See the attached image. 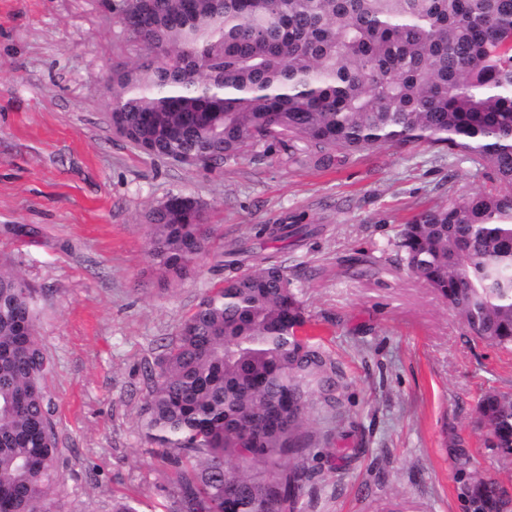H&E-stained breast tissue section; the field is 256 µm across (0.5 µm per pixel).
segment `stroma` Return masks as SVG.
Wrapping results in <instances>:
<instances>
[{
	"instance_id": "1",
	"label": "stroma",
	"mask_w": 512,
	"mask_h": 512,
	"mask_svg": "<svg viewBox=\"0 0 512 512\" xmlns=\"http://www.w3.org/2000/svg\"><path fill=\"white\" fill-rule=\"evenodd\" d=\"M108 0H0V268L38 291L53 363L62 512H178L173 470L145 435L147 367L207 289L225 244L296 216L314 236L268 250L337 366L313 391L302 512H471L476 478L512 491V460L484 447L478 401L512 390V353L472 342L459 316L400 262V224L483 189L467 163L425 146L363 152L337 170L248 155L205 171L114 136L106 88L133 63ZM199 198L211 243L184 281L161 280L146 213ZM469 458L465 469L456 451Z\"/></svg>"
}]
</instances>
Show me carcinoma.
<instances>
[{
	"label": "carcinoma",
	"mask_w": 512,
	"mask_h": 512,
	"mask_svg": "<svg viewBox=\"0 0 512 512\" xmlns=\"http://www.w3.org/2000/svg\"><path fill=\"white\" fill-rule=\"evenodd\" d=\"M138 61L112 69V131L162 161L208 170L279 144L323 168L367 149L420 145L467 162L485 190L401 225L400 261L470 337L512 347V0H112ZM201 201L172 194L146 215L149 255L179 282L208 251ZM317 233L261 224L220 253L203 296L150 368L147 438L177 468L181 512H300L315 471L300 459L314 380L336 367L305 330L286 267L264 253ZM38 296L0 270V512H60ZM484 444L512 457V392L478 404ZM495 479L473 512H505Z\"/></svg>",
	"instance_id": "cac0c4a2"
}]
</instances>
